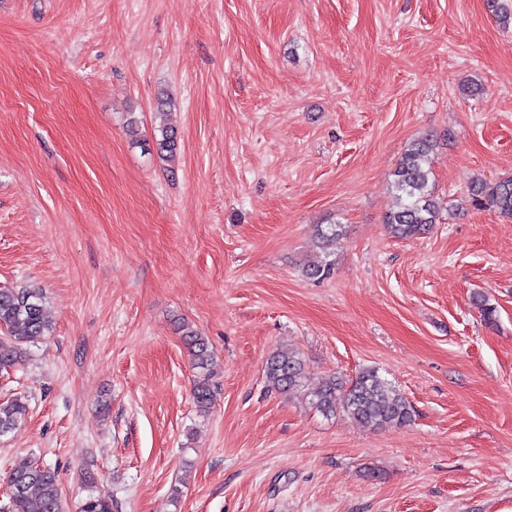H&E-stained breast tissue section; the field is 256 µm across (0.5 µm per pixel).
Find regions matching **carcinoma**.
<instances>
[{
    "label": "carcinoma",
    "instance_id": "obj_1",
    "mask_svg": "<svg viewBox=\"0 0 512 512\" xmlns=\"http://www.w3.org/2000/svg\"><path fill=\"white\" fill-rule=\"evenodd\" d=\"M158 157L169 161L178 150V131L169 124L157 126L155 133ZM430 146L421 140L409 146L394 171L393 187L396 204L385 216V224L394 237L411 239L425 233L439 220L440 204L434 194L433 173L428 166ZM470 198L476 206L488 205L501 215L512 217V179L495 183L478 180L470 187ZM342 235L340 224H320L317 239L320 255L305 268L313 280L330 276L327 261L330 248ZM484 321L492 323L496 307L483 293L472 297ZM177 330L191 356L194 376L192 397L201 414L209 412L213 402V378L216 355L208 339L185 321ZM0 371L22 362L23 345L35 342L50 333L44 297L37 289L0 288ZM305 364L294 351L277 350L265 365L266 388L288 393L303 387ZM308 404L323 415L343 413L349 419L371 427H402L412 421L413 409L404 395L376 368H365L347 382L329 376L317 389L307 393ZM26 404L16 398L0 402V437L12 432L24 419ZM8 512H62L57 471L35 462L22 463L9 474ZM109 494L89 496L82 500L79 512H114Z\"/></svg>",
    "mask_w": 512,
    "mask_h": 512
}]
</instances>
